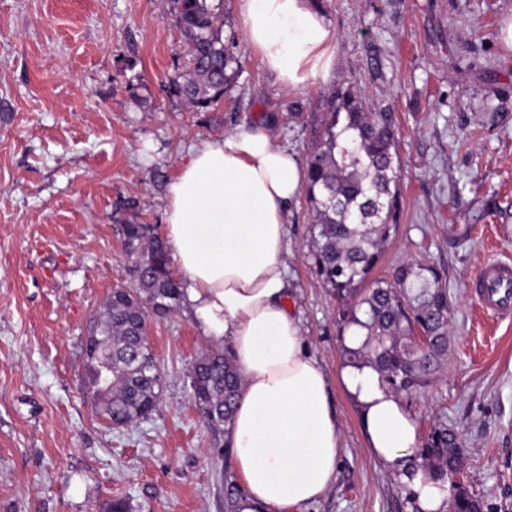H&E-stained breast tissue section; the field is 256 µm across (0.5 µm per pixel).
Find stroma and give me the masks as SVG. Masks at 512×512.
Listing matches in <instances>:
<instances>
[{
    "mask_svg": "<svg viewBox=\"0 0 512 512\" xmlns=\"http://www.w3.org/2000/svg\"><path fill=\"white\" fill-rule=\"evenodd\" d=\"M241 69L216 110L169 92L186 50L171 0H0V512H226L223 429L195 407L188 369L211 349L186 307L150 316L163 390L150 419L115 428L86 396L88 327L130 283L120 221L164 229L167 186L190 145L272 121L299 159L335 90L396 118L401 212L372 275L436 266L452 318L439 381L404 397L420 435L461 438L484 512H512V317L473 283L512 263V0H320L336 41L325 81L289 92L251 52L236 0H211ZM304 198L288 210L289 280L342 424L336 481L307 512H413L410 485L367 450L341 377L338 303L315 275Z\"/></svg>",
    "mask_w": 512,
    "mask_h": 512,
    "instance_id": "1",
    "label": "stroma"
}]
</instances>
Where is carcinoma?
<instances>
[{"mask_svg":"<svg viewBox=\"0 0 512 512\" xmlns=\"http://www.w3.org/2000/svg\"><path fill=\"white\" fill-rule=\"evenodd\" d=\"M174 10L188 46V67L171 78L170 92L187 108L207 112L230 90L239 60L224 44L220 17L209 0H174ZM396 156L393 113L367 112L353 90L341 89L331 121L309 153L304 195L312 213L315 273L339 302L341 323L365 335L360 347H343L344 365L372 366L387 389L400 396L439 376L451 315L448 289L431 264L411 261L391 281H369L399 222ZM121 234L132 286L108 295L85 342V359L94 413L129 425L152 414L161 388L160 368L138 326L141 314L147 308L175 311L183 289L152 225L134 216L122 222ZM418 329L427 334L425 346L416 343ZM190 379L206 422L212 427L226 423L241 381L232 356L210 349L195 361ZM407 462L408 473L422 469L449 491L452 512H483L479 497L455 481L464 456L448 424L435 425Z\"/></svg>","mask_w":512,"mask_h":512,"instance_id":"carcinoma-1","label":"carcinoma"}]
</instances>
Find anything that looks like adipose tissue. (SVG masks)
Instances as JSON below:
<instances>
[{
	"mask_svg": "<svg viewBox=\"0 0 512 512\" xmlns=\"http://www.w3.org/2000/svg\"><path fill=\"white\" fill-rule=\"evenodd\" d=\"M241 30L288 91L336 69L329 21L317 0H236ZM306 168L267 125L190 147L169 183L164 239L202 333L228 343L242 374L224 427L242 494L237 512H303L336 480L342 425L329 405L325 365L310 352L290 302L288 207ZM371 456L404 470L417 423L371 366L344 368Z\"/></svg>",
	"mask_w": 512,
	"mask_h": 512,
	"instance_id": "adipose-tissue-1",
	"label": "adipose tissue"
}]
</instances>
